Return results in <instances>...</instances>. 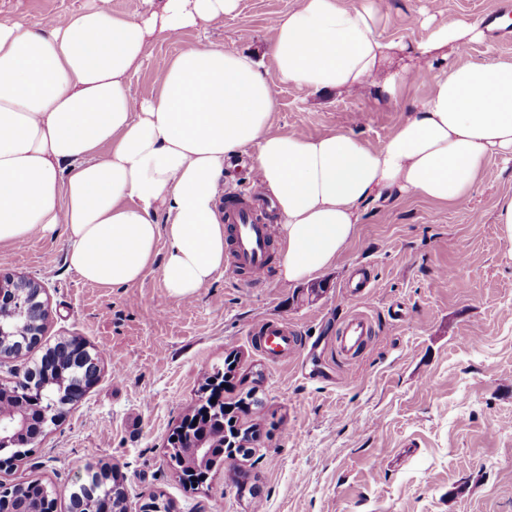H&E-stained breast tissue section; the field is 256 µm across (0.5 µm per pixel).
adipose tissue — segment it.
<instances>
[{"mask_svg":"<svg viewBox=\"0 0 512 512\" xmlns=\"http://www.w3.org/2000/svg\"><path fill=\"white\" fill-rule=\"evenodd\" d=\"M238 3L100 8L47 28L0 21V246L61 224L84 281L122 288L156 269L168 296L195 298L224 268L217 196L226 161L248 149L249 175L281 218L278 277L298 283L335 265L366 206L393 194L462 204L491 156L512 157V62L448 59L483 41L484 27L451 20L422 41L388 40L375 0H298L274 21L272 70L200 44L171 60L156 96L129 94L152 42L208 28ZM441 60L382 148L347 131L271 130L277 84L394 103Z\"/></svg>","mask_w":512,"mask_h":512,"instance_id":"1","label":"adipose tissue"}]
</instances>
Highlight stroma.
I'll return each instance as SVG.
<instances>
[{
  "label": "stroma",
  "mask_w": 512,
  "mask_h": 512,
  "mask_svg": "<svg viewBox=\"0 0 512 512\" xmlns=\"http://www.w3.org/2000/svg\"><path fill=\"white\" fill-rule=\"evenodd\" d=\"M381 34L426 39L420 15L474 21L497 0H377ZM297 0H239L204 30L153 42L129 80L138 99L184 48L214 43L271 65L275 17ZM131 15L142 0H0V19L43 25L94 8ZM432 89L431 74L386 103L372 93L321 95L279 85L273 130L316 137L348 131L374 148ZM512 197V162L492 157L471 199L443 207L390 196L369 206L336 265L289 284L277 275L236 282L219 274L192 300L166 294L159 271L126 288L85 282L69 267L64 226L0 247V274L38 282L48 317L37 347L0 364V384L22 379L42 350L72 337L97 354L94 385L47 423L33 454L0 473L38 480L68 512L90 465L117 467L127 512L163 494L171 512H512V245L495 222ZM372 281L365 296L349 285ZM361 312L376 334L355 362L339 329ZM285 323L300 349L271 360L255 340ZM235 356L224 389L241 427H255L248 457L226 462L207 486L180 482L167 441L195 406L205 378Z\"/></svg>",
  "instance_id": "stroma-1"
}]
</instances>
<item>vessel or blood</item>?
Here are the masks:
<instances>
[{
    "mask_svg": "<svg viewBox=\"0 0 512 512\" xmlns=\"http://www.w3.org/2000/svg\"><path fill=\"white\" fill-rule=\"evenodd\" d=\"M511 16L512 0H499L497 9L484 13L482 21L497 36L504 31V18ZM266 211V203L256 186L250 185L227 193L224 224L228 248L224 255V267L228 274L243 276L255 283L267 278L275 227L268 221ZM260 331L265 352L285 355L299 349L298 339L287 325L265 324ZM374 333L371 321L364 314L351 315L342 325L339 347L348 357H356Z\"/></svg>",
    "mask_w": 512,
    "mask_h": 512,
    "instance_id": "obj_1",
    "label": "vessel or blood"
}]
</instances>
